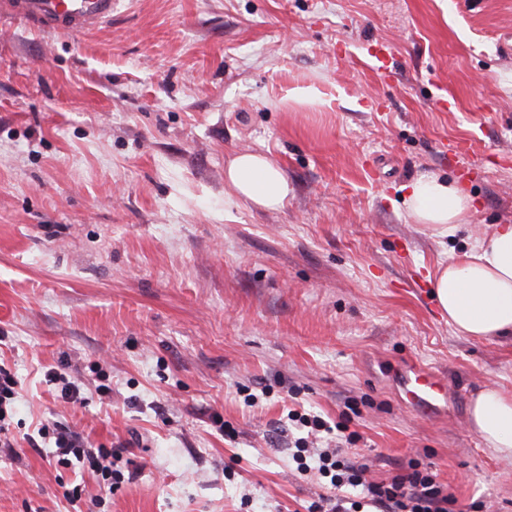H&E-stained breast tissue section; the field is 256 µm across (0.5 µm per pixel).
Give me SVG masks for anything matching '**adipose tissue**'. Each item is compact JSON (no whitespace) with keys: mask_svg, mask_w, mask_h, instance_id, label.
<instances>
[{"mask_svg":"<svg viewBox=\"0 0 512 512\" xmlns=\"http://www.w3.org/2000/svg\"><path fill=\"white\" fill-rule=\"evenodd\" d=\"M224 179L239 199L261 208L279 209L288 199L285 173L263 154L234 155ZM404 204L415 223L447 236L472 207L467 195L437 174L412 182ZM432 294L456 335L512 339V225H497L462 259L441 267ZM470 424L488 448L512 459V395L492 388L479 392L470 403Z\"/></svg>","mask_w":512,"mask_h":512,"instance_id":"1","label":"adipose tissue"}]
</instances>
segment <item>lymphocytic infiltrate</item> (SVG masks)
<instances>
[{
    "mask_svg": "<svg viewBox=\"0 0 512 512\" xmlns=\"http://www.w3.org/2000/svg\"><path fill=\"white\" fill-rule=\"evenodd\" d=\"M336 445L318 454V472L327 477L333 495L319 496L307 512H360L372 507L375 512H456V500L439 481L431 466L409 461L407 468L381 480L366 476L368 463L348 459V447L357 436L349 432L346 423H337ZM52 456L58 464L79 462L100 473L103 480L113 478L110 462L125 453V446L95 447L89 438L61 430L54 435Z\"/></svg>",
    "mask_w": 512,
    "mask_h": 512,
    "instance_id": "1",
    "label": "lymphocytic infiltrate"
}]
</instances>
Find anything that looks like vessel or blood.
I'll return each instance as SVG.
<instances>
[{"label":"vessel or blood","mask_w":512,"mask_h":512,"mask_svg":"<svg viewBox=\"0 0 512 512\" xmlns=\"http://www.w3.org/2000/svg\"><path fill=\"white\" fill-rule=\"evenodd\" d=\"M113 0H5L4 6L23 18L51 31L83 32L112 15ZM399 387L409 395L421 414H429L447 400L446 380L431 369L415 363L399 376Z\"/></svg>","instance_id":"obj_1"}]
</instances>
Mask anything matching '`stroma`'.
Listing matches in <instances>:
<instances>
[{"label": "stroma", "mask_w": 512, "mask_h": 512, "mask_svg": "<svg viewBox=\"0 0 512 512\" xmlns=\"http://www.w3.org/2000/svg\"><path fill=\"white\" fill-rule=\"evenodd\" d=\"M240 152L284 168L283 208L234 195ZM425 173L476 201L454 235L404 208ZM497 224L512 0H116L79 34L0 9V512H306L326 480L297 469L293 410L350 415L372 479L416 458L458 512H512V460L468 415L512 395V341L455 335L430 296ZM410 360L452 388L432 417ZM61 366L82 402L46 383ZM57 422L126 444L124 481L59 466ZM17 387V381L14 376L7 373L0 368V446L1 448L12 447L10 440L5 437V441L2 442L1 434L3 431H8V427H5V420L8 416V407L12 404V400L15 399ZM5 434V432L3 433ZM4 445V446H3Z\"/></svg>", "instance_id": "obj_1"}]
</instances>
